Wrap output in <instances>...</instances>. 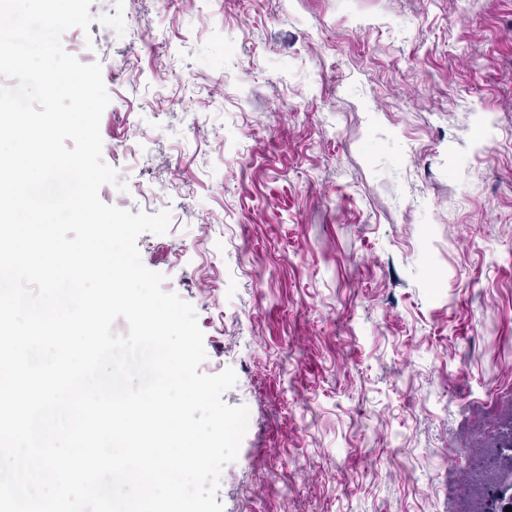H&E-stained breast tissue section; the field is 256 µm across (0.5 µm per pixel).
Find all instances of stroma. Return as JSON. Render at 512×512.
I'll return each mask as SVG.
<instances>
[{"mask_svg": "<svg viewBox=\"0 0 512 512\" xmlns=\"http://www.w3.org/2000/svg\"><path fill=\"white\" fill-rule=\"evenodd\" d=\"M109 205L249 409L223 512H468L512 429V0H93Z\"/></svg>", "mask_w": 512, "mask_h": 512, "instance_id": "1", "label": "stroma"}]
</instances>
